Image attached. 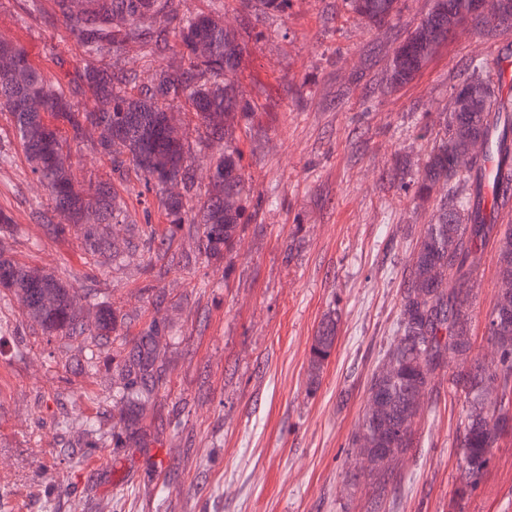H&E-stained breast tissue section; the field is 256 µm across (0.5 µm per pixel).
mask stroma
I'll list each match as a JSON object with an SVG mask.
<instances>
[{"label": "stroma", "mask_w": 512, "mask_h": 512, "mask_svg": "<svg viewBox=\"0 0 512 512\" xmlns=\"http://www.w3.org/2000/svg\"><path fill=\"white\" fill-rule=\"evenodd\" d=\"M432 0H399L380 27L348 0H288L255 19L242 0H180L255 26L237 74L254 112L236 131L246 227L223 262L200 234L168 223L133 175L88 147L69 151L80 185L112 182L121 223L101 253L76 233L55 236L32 217L50 207L0 114V257L52 273L112 310L107 336L48 335L0 288V512H454L461 480L454 446L464 406L438 370L414 424L415 446L379 492L350 448L369 381L395 337L404 271L440 195L415 200L454 90L491 70L512 30L475 28L443 41L409 83L392 88L394 49ZM0 31L34 56L75 60L76 41L51 6L41 20L0 0ZM153 224L175 261L155 277L128 227ZM474 290L473 358L488 362L486 330L498 285L494 249ZM336 343L318 378L309 353L328 313ZM165 328L162 386L146 404L142 440L112 444L122 405L117 363L153 320ZM461 512H512V433L491 453Z\"/></svg>", "instance_id": "35a3bbf8"}]
</instances>
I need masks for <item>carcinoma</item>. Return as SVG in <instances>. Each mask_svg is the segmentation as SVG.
<instances>
[{
  "label": "carcinoma",
  "instance_id": "cac0c4a2",
  "mask_svg": "<svg viewBox=\"0 0 512 512\" xmlns=\"http://www.w3.org/2000/svg\"><path fill=\"white\" fill-rule=\"evenodd\" d=\"M398 0H350L351 9L373 26H381L397 9ZM471 0H433L427 17L394 50L387 68L392 87L409 83L429 59L432 45L448 39V5L466 12ZM82 50L83 62L72 65L51 57L53 71L34 59L19 39L0 35V112L11 115L31 173L52 201L33 219L63 235L80 229L87 251L100 250L99 225L118 221L112 183L88 188L76 185L66 165L64 144L87 145L108 157L114 169L134 170L142 184L139 195L159 197L170 224L202 228L203 254L219 260L229 253L244 227L242 153L236 124L251 110L239 97L237 64L254 29L224 27L215 14L182 12L175 0H54ZM140 46L150 62L179 48L185 66L176 74L162 70L145 85L117 56L130 44ZM454 97L465 99L476 118L463 132L460 114L444 118V137L434 144L414 195L427 198L439 184L448 185L431 223L420 237L402 283L396 337L382 365L373 373L370 390L385 394L380 422L362 417L351 447L366 453L387 449L372 476L386 482L393 474L388 462L414 447L415 418L420 409L415 392L433 388L435 372L447 360L467 357L473 301L472 278L485 262L489 242L497 249L500 290L512 294V225L499 224L500 211L512 203V179L496 181L499 202L485 204L482 157L494 154L500 166L512 169V113L498 100L492 80H464ZM184 102L198 136L222 145L209 158L207 190H202L190 147L172 125L168 109ZM98 137L90 136L91 130ZM483 138V156L467 161L470 139ZM180 182L184 193L169 192ZM0 286L11 290L26 316L49 335L84 334L74 306V289L50 273L0 259ZM488 316V334L497 356L491 365H464L451 375L452 386L464 394L466 408L456 435L464 479L455 494L460 500L488 467L492 449L512 430V326L495 325ZM155 320L117 365L116 395L126 407L123 428L114 447L134 441L145 402L162 381L161 350L155 341ZM336 341V318L326 316L310 348V365L318 373Z\"/></svg>",
  "mask_w": 512,
  "mask_h": 512
}]
</instances>
